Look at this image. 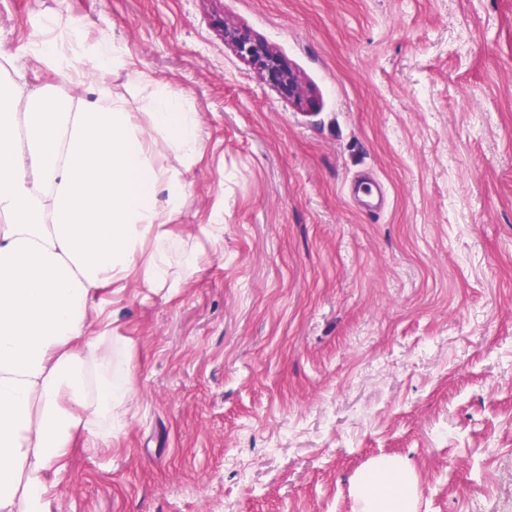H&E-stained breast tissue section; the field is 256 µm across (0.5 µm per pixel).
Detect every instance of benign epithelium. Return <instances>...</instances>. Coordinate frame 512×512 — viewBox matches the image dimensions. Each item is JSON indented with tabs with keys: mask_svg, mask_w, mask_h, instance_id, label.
<instances>
[{
	"mask_svg": "<svg viewBox=\"0 0 512 512\" xmlns=\"http://www.w3.org/2000/svg\"><path fill=\"white\" fill-rule=\"evenodd\" d=\"M224 42L265 74L283 95L297 103L305 100L306 92L302 83L269 46L237 28L224 29Z\"/></svg>",
	"mask_w": 512,
	"mask_h": 512,
	"instance_id": "7a95c632",
	"label": "benign epithelium"
}]
</instances>
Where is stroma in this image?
Wrapping results in <instances>:
<instances>
[{"label":"stroma","mask_w":512,"mask_h":512,"mask_svg":"<svg viewBox=\"0 0 512 512\" xmlns=\"http://www.w3.org/2000/svg\"><path fill=\"white\" fill-rule=\"evenodd\" d=\"M41 19L114 46L133 111L137 71L210 135L171 225L206 259L176 294L112 295L136 395L51 512H356L380 456L418 512H512V0H0L17 54ZM224 42L256 66L279 91L297 103L305 100V89L295 73L273 50L258 42L245 31L237 28L224 29Z\"/></svg>","instance_id":"35a3bbf8"}]
</instances>
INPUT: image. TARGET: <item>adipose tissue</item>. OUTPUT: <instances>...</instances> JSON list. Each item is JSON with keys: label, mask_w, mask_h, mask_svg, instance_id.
I'll return each mask as SVG.
<instances>
[{"label": "adipose tissue", "mask_w": 512, "mask_h": 512, "mask_svg": "<svg viewBox=\"0 0 512 512\" xmlns=\"http://www.w3.org/2000/svg\"><path fill=\"white\" fill-rule=\"evenodd\" d=\"M33 57L71 92L26 89V61L0 43V512H50L48 475L66 468L77 438L105 443L122 427L133 388L108 371L99 293L134 277L174 293L200 264L169 245L185 202L179 167L206 149L183 94L145 82L131 112L103 41L51 38ZM352 492L358 512H417L416 476L398 457L371 460Z\"/></svg>", "instance_id": "1"}]
</instances>
